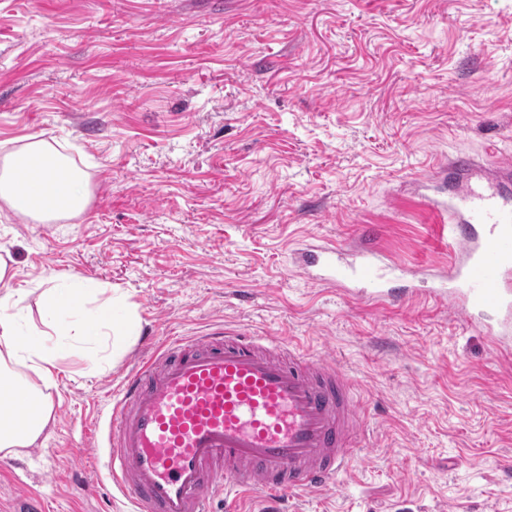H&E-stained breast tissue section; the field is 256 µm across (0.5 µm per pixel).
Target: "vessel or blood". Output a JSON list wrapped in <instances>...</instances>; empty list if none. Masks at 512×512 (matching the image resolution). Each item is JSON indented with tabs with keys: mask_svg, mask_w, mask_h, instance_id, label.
Listing matches in <instances>:
<instances>
[{
	"mask_svg": "<svg viewBox=\"0 0 512 512\" xmlns=\"http://www.w3.org/2000/svg\"><path fill=\"white\" fill-rule=\"evenodd\" d=\"M414 183L454 259L427 290L361 226L356 247L307 241L292 264L307 280L370 306L399 307L427 294L512 350V164L477 166L466 155ZM348 368L283 337L218 323L141 358L97 422L111 488L134 512H227L258 496L315 492L356 454L364 409Z\"/></svg>",
	"mask_w": 512,
	"mask_h": 512,
	"instance_id": "1",
	"label": "vessel or blood"
}]
</instances>
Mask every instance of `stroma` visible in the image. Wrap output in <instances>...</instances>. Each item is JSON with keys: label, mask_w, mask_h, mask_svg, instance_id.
I'll list each match as a JSON object with an SVG mask.
<instances>
[{"label": "stroma", "mask_w": 512, "mask_h": 512, "mask_svg": "<svg viewBox=\"0 0 512 512\" xmlns=\"http://www.w3.org/2000/svg\"><path fill=\"white\" fill-rule=\"evenodd\" d=\"M53 143L90 178L85 214L0 208L20 326L37 286L110 288L124 351L61 361L53 421L0 467V512H129L86 496L79 451L145 338L207 326L286 336L356 374L359 453L283 512H512V356L447 304L373 308L307 281L302 240L359 225L410 267L447 266L408 183L448 157L512 160V0H0V154Z\"/></svg>", "instance_id": "obj_1"}]
</instances>
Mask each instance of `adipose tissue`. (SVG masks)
<instances>
[{"mask_svg": "<svg viewBox=\"0 0 512 512\" xmlns=\"http://www.w3.org/2000/svg\"><path fill=\"white\" fill-rule=\"evenodd\" d=\"M90 198L85 171L47 140L32 139L0 161V203L18 217L38 224L75 218L85 213ZM11 262L10 256L0 254V399L17 395L21 401L14 410L0 411V453L18 456L38 442L53 418L41 385L52 380V370L70 341L93 344L116 326L112 303L103 299L96 281L75 278L43 289L44 328L62 337L55 351H48L43 329H20L18 308L24 293L10 286ZM78 312L81 321L59 324L60 316Z\"/></svg>", "mask_w": 512, "mask_h": 512, "instance_id": "adipose-tissue-1", "label": "adipose tissue"}]
</instances>
